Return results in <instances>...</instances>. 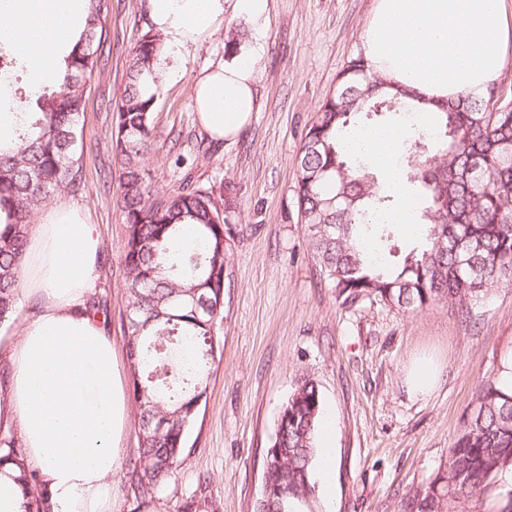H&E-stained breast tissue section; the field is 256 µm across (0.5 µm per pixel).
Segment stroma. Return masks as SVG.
<instances>
[{
    "mask_svg": "<svg viewBox=\"0 0 512 512\" xmlns=\"http://www.w3.org/2000/svg\"><path fill=\"white\" fill-rule=\"evenodd\" d=\"M144 0H107L108 40L100 74L85 91L81 118L82 180L54 196L86 211L99 227L104 327L124 385H131L124 341L120 165L107 100L125 85L129 54L149 20ZM373 0H269L256 26L225 10V27L190 48L184 76L162 85L143 162L153 188L167 197L193 184L226 209L229 277L224 320L216 327L223 355L188 435L187 458L152 499L134 504L116 476L112 512H255L267 448L279 412L298 379L313 378L322 415L333 422L336 491L308 512H399L409 489L429 484L473 408L477 391L498 377L512 354V285L472 304L469 317L440 302L408 314L379 302L346 308L319 276L294 192L302 138L340 72L361 52ZM256 45L258 108L234 138L210 137L200 125L190 84L227 55L229 37ZM439 368L428 395L409 391L414 358Z\"/></svg>",
    "mask_w": 512,
    "mask_h": 512,
    "instance_id": "35a3bbf8",
    "label": "stroma"
}]
</instances>
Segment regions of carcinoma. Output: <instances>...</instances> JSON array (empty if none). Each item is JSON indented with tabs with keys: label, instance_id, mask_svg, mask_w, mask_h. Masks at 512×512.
<instances>
[{
	"label": "carcinoma",
	"instance_id": "obj_1",
	"mask_svg": "<svg viewBox=\"0 0 512 512\" xmlns=\"http://www.w3.org/2000/svg\"><path fill=\"white\" fill-rule=\"evenodd\" d=\"M86 26L53 84L36 90L35 112L21 113L15 141L0 145V318L12 309L34 213L63 191L81 185L79 120L85 85L101 68L106 41V0H87ZM161 36L148 29L131 50L116 112L112 150L120 160V207L126 225L122 250L126 347L137 404L138 448L125 464L134 498L152 496L185 461L197 402L207 391L220 352L216 326L224 319L228 278L227 218L212 192L186 185L159 199L141 164L151 136L159 91L154 62ZM494 88L477 96L433 104L430 130L413 128L399 163L422 203L423 247L393 267L372 255L369 239L389 240L388 224L373 229L371 214L387 217L400 200L380 184L342 136L360 114L388 118L419 112L415 95L391 87L363 56L348 62L336 90L324 99L305 132L297 162L295 195L320 276L346 308L367 300L418 313L447 301L470 314V305L498 285L512 284V101L489 109ZM194 231L184 246L179 232ZM316 382L304 376L281 410L265 457L258 504L268 512H298L315 492L312 462L321 417ZM12 464L30 495L32 512H51L27 448L10 431L0 433V466ZM512 471V392L494 380L476 393L440 474L408 491L400 512H444L453 499L493 487Z\"/></svg>",
	"mask_w": 512,
	"mask_h": 512
}]
</instances>
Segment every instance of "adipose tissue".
<instances>
[{
	"instance_id": "obj_1",
	"label": "adipose tissue",
	"mask_w": 512,
	"mask_h": 512,
	"mask_svg": "<svg viewBox=\"0 0 512 512\" xmlns=\"http://www.w3.org/2000/svg\"><path fill=\"white\" fill-rule=\"evenodd\" d=\"M225 0H146L163 42L155 67L166 82L184 75L188 49L224 25ZM86 20L83 0H0V43L26 63L33 87L56 74ZM372 71L425 101L484 92L512 57L507 0H374L362 38ZM254 47L238 46L190 86L203 127L234 137L258 107ZM405 132L394 125L350 130L348 149L366 157L402 206L392 223L416 229V205L395 164ZM100 237L83 212L61 204L30 229L27 294L40 310L17 335L0 338L10 368L0 393V424L15 427L39 470L52 512H112V483L129 406L112 340L86 313L98 278Z\"/></svg>"
}]
</instances>
